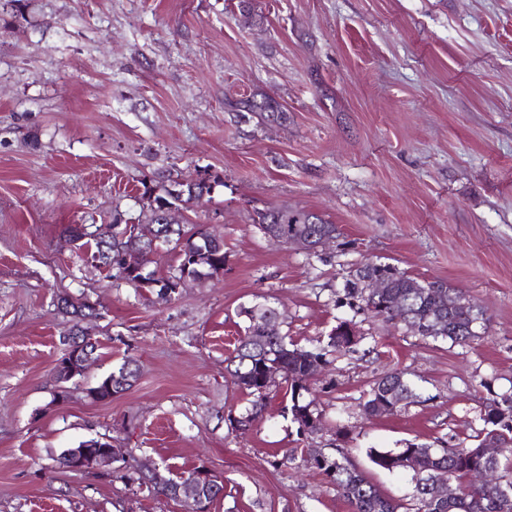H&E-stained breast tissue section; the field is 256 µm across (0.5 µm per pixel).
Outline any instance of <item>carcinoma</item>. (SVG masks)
<instances>
[{
  "instance_id": "1",
  "label": "carcinoma",
  "mask_w": 512,
  "mask_h": 512,
  "mask_svg": "<svg viewBox=\"0 0 512 512\" xmlns=\"http://www.w3.org/2000/svg\"><path fill=\"white\" fill-rule=\"evenodd\" d=\"M230 107L242 106L251 112H267L279 120L286 119L278 104L265 98L260 102L245 100L227 102ZM211 184L202 179L189 183L177 190V195L165 187L149 201L150 216L148 223L156 225V230L165 233L166 243L173 244L172 250L178 254V265L170 275L161 277L150 273L152 282L158 285L157 295L169 297L173 280L182 278L188 272L206 278L224 272V241H218L206 235L201 227L186 232L175 220L174 213L178 203L198 200L210 193ZM256 224L268 235L293 233L306 244L308 254L316 253L314 246L326 236L338 237L337 225L328 222L318 214L305 210H288L281 206L257 214ZM70 237L79 250L92 246V253L110 252L112 257L127 255L134 261H148L143 254L144 242L120 227V220L113 218L112 229L100 227L93 231L83 225L70 229ZM385 275L388 288L380 297L367 296L362 288L364 278L371 275ZM345 299L356 311L369 313L387 321L395 320L388 311L387 303L393 297L403 300L402 324L415 336L422 339L439 338L448 340L453 345L465 346L477 337L470 334V316L457 312L454 304L462 293L452 284L443 280L420 281L399 270L391 264L365 262L359 266L352 279L344 288ZM95 310V304L85 300L78 304L66 305L61 312L80 321ZM249 324L240 336L233 355L227 359V372L230 383L238 390L251 397V406L246 414L236 417L227 414L232 427H246L263 417L270 399L271 386L263 382L267 369L281 371V380L286 384L289 397L288 412L295 423H300L302 416L310 413L317 420L316 429H321L322 414L310 399L309 372L315 362L328 365V356L336 351L350 352L346 336L360 335L356 324L349 320L340 321L326 336L312 347H302L286 341L279 329L265 332L263 324L267 319H278L277 308L257 305L245 310ZM112 375L131 386L138 376L135 361L126 360L112 371ZM416 384L398 369L389 370L374 380L367 391L363 405L364 412L370 417H388L402 408L420 402ZM479 419L483 427L474 435L470 447L442 444L438 448L430 445L406 442L396 449L371 448L367 455L376 467L388 472L400 471V457L407 452H414L421 457L420 471L411 474L412 492L408 497L393 500L372 483L364 472L356 469L349 462L342 444L349 441L352 430L340 426L336 428V448L325 454L323 460L312 464L320 471L328 483L349 503L352 512H512V459L489 461L479 454V448L490 436L498 439L512 440V395H495L487 399L480 411ZM480 468L492 469L498 482L489 486H476L471 481L473 471ZM446 474L454 480L456 497L445 502L436 496V480ZM123 478L139 489H146L155 497L163 496L174 499L178 481L176 475H164L157 468L147 467Z\"/></svg>"
}]
</instances>
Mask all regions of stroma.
<instances>
[{
    "label": "stroma",
    "mask_w": 512,
    "mask_h": 512,
    "mask_svg": "<svg viewBox=\"0 0 512 512\" xmlns=\"http://www.w3.org/2000/svg\"><path fill=\"white\" fill-rule=\"evenodd\" d=\"M274 99L283 121L226 101ZM211 181L179 224L224 241L218 277L169 300L108 277L71 242L75 224L146 221V188ZM287 205L340 235L321 255L254 222ZM390 263L459 288L487 314L469 346L420 339L354 313L344 284ZM96 303L98 360L67 382L71 326L60 294ZM267 304L306 347L338 321L363 339L311 382L325 428L302 439L276 394L232 428L247 395L224 360ZM139 373L106 401L90 387L125 358ZM396 368L426 402L369 419L366 392ZM512 390V0H0V512H184L127 483L141 468L206 466L224 481L209 512H351L289 448H329L353 430L349 461L386 495L410 475L368 449L470 445L491 393ZM104 437L111 470L51 459Z\"/></svg>",
    "instance_id": "1"
}]
</instances>
